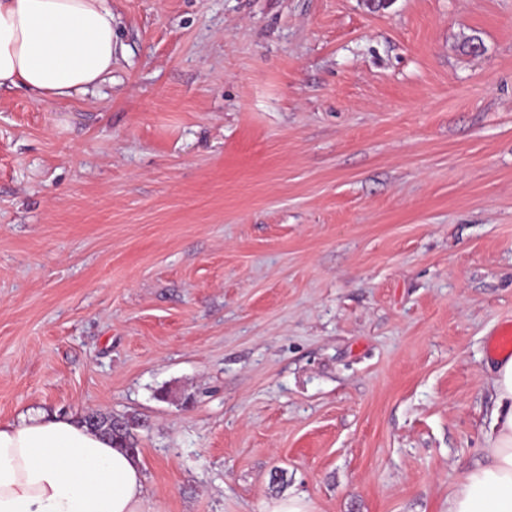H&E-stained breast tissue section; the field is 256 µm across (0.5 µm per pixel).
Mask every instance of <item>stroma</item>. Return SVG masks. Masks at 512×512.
Wrapping results in <instances>:
<instances>
[{
    "label": "stroma",
    "mask_w": 512,
    "mask_h": 512,
    "mask_svg": "<svg viewBox=\"0 0 512 512\" xmlns=\"http://www.w3.org/2000/svg\"><path fill=\"white\" fill-rule=\"evenodd\" d=\"M112 17L111 79L0 92V422L138 419L150 512H447L512 318V0Z\"/></svg>",
    "instance_id": "35a3bbf8"
}]
</instances>
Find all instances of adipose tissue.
<instances>
[{
  "instance_id": "1",
  "label": "adipose tissue",
  "mask_w": 512,
  "mask_h": 512,
  "mask_svg": "<svg viewBox=\"0 0 512 512\" xmlns=\"http://www.w3.org/2000/svg\"><path fill=\"white\" fill-rule=\"evenodd\" d=\"M112 0H0V91L66 100L112 74ZM496 396L484 458L447 512H512V357L489 367ZM138 458L81 420L42 412L0 424V512H144Z\"/></svg>"
}]
</instances>
